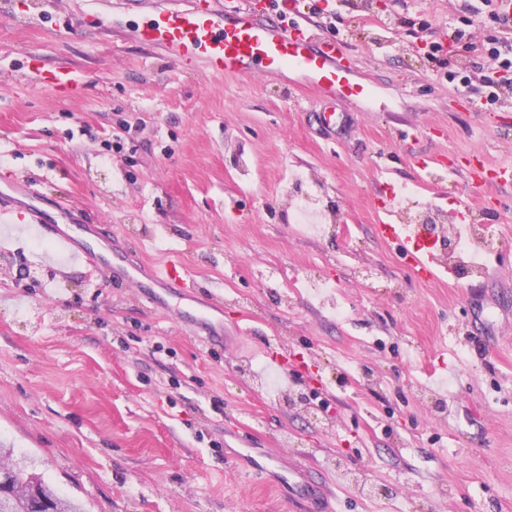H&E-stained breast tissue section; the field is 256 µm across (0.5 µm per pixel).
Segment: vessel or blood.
Masks as SVG:
<instances>
[{
    "mask_svg": "<svg viewBox=\"0 0 512 512\" xmlns=\"http://www.w3.org/2000/svg\"><path fill=\"white\" fill-rule=\"evenodd\" d=\"M134 36L168 57L203 67L214 77L278 78L285 72H295L322 95L324 105L318 118L321 126L328 129L343 120L342 113L334 107L336 99L355 100L369 93L367 85L350 79L348 68L341 63L345 43L326 39L303 15L292 25L284 26L267 20L250 6L228 14L220 0H189L184 7L145 12ZM20 62L37 85L58 93L72 94L83 90L86 84L84 75L74 68L49 67L25 52L21 53ZM457 168L476 183L512 184V166L486 164L480 152L458 159ZM392 200L389 194L381 200L382 215L375 226L378 236L395 246L402 265L416 278L433 281L453 274V267L442 258L427 225L393 222ZM26 212L29 223L41 226L54 247L70 257L84 259L93 274L108 277L114 267H121L122 280L135 284L144 300L163 306L168 297H176L178 308L191 312L189 326L203 330L207 339L221 338L224 327L213 323L210 314L223 311L222 298L188 291L191 275L179 262L146 264L118 246L97 252L90 245L91 238L100 234L97 225H84L81 235L73 236L45 225L39 206L28 204ZM288 482L304 512H334L325 480L312 477L305 466L292 467Z\"/></svg>",
    "mask_w": 512,
    "mask_h": 512,
    "instance_id": "b4317fda",
    "label": "vessel or blood"
}]
</instances>
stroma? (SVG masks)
Masks as SVG:
<instances>
[{
    "instance_id": "stroma-1",
    "label": "stroma",
    "mask_w": 512,
    "mask_h": 512,
    "mask_svg": "<svg viewBox=\"0 0 512 512\" xmlns=\"http://www.w3.org/2000/svg\"><path fill=\"white\" fill-rule=\"evenodd\" d=\"M314 16L347 37L354 80L374 91L347 128L289 76L213 79L139 43L127 0H0V187L17 183L110 229L147 263L180 260L224 298L227 344L201 343L176 312L68 261L30 224L0 230V445L36 460L88 512H297L265 475L229 458L265 448L325 478L336 512H512V187L467 175L417 184L410 160L479 150L512 163V111L481 99L476 68L433 70L424 41L500 35L468 0H376ZM88 84L62 99L31 83L20 50ZM411 201L487 224L495 276L423 282L375 234L381 170ZM335 200L327 232L281 221L292 180ZM347 310L337 319V305ZM476 323L486 352L468 343ZM281 341L305 372L274 392L263 351ZM297 392L306 404H284Z\"/></svg>"
}]
</instances>
